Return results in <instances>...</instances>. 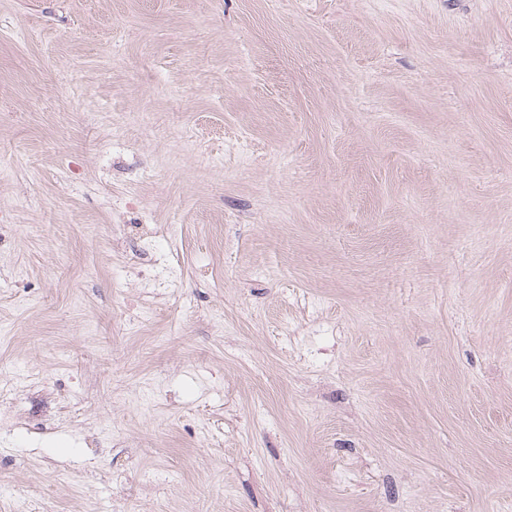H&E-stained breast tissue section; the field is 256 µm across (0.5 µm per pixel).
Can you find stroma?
Listing matches in <instances>:
<instances>
[{"label": "stroma", "instance_id": "1", "mask_svg": "<svg viewBox=\"0 0 512 512\" xmlns=\"http://www.w3.org/2000/svg\"><path fill=\"white\" fill-rule=\"evenodd\" d=\"M512 512V0H0V512Z\"/></svg>", "mask_w": 512, "mask_h": 512}]
</instances>
